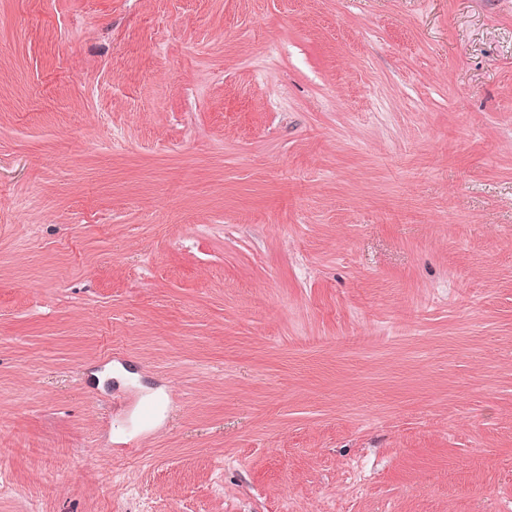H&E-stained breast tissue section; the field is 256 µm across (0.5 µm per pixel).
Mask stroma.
I'll return each mask as SVG.
<instances>
[{
	"instance_id": "1",
	"label": "stroma",
	"mask_w": 512,
	"mask_h": 512,
	"mask_svg": "<svg viewBox=\"0 0 512 512\" xmlns=\"http://www.w3.org/2000/svg\"><path fill=\"white\" fill-rule=\"evenodd\" d=\"M0 446V512H512V0H0Z\"/></svg>"
}]
</instances>
